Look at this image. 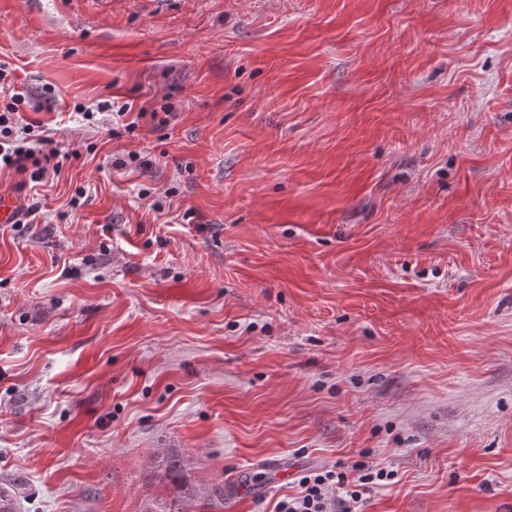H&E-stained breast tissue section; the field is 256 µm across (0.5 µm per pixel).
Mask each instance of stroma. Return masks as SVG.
Instances as JSON below:
<instances>
[{
  "label": "stroma",
  "mask_w": 512,
  "mask_h": 512,
  "mask_svg": "<svg viewBox=\"0 0 512 512\" xmlns=\"http://www.w3.org/2000/svg\"><path fill=\"white\" fill-rule=\"evenodd\" d=\"M0 63L66 153L0 170L20 512H139L159 448L223 512L363 452L364 512H512V0H0ZM132 110V107L127 106V104L121 106L118 110V112H110L112 115V119L114 120V114H116L117 118L115 121V127L114 122L112 123V126L109 128L108 133L111 137H120L124 133L132 134L136 129L139 127V121L141 119H146L147 117L150 118V125L153 127L169 124L170 118L174 116V111L171 106L168 105H161L159 107V110L163 112V116H159L160 112L158 108L153 106V103L149 102L147 105H142L137 112L136 117L131 120L128 123H125L122 120V117H124L126 114H129L130 112H126L127 110Z\"/></svg>",
  "instance_id": "stroma-1"
}]
</instances>
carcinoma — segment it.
<instances>
[{
    "label": "carcinoma",
    "instance_id": "cac0c4a2",
    "mask_svg": "<svg viewBox=\"0 0 512 512\" xmlns=\"http://www.w3.org/2000/svg\"><path fill=\"white\" fill-rule=\"evenodd\" d=\"M188 470V460L182 455L169 450L159 452L147 478L173 487L176 493L146 500L140 512H191L198 493L190 485ZM0 512H19L14 484L10 482L0 483Z\"/></svg>",
    "mask_w": 512,
    "mask_h": 512
}]
</instances>
